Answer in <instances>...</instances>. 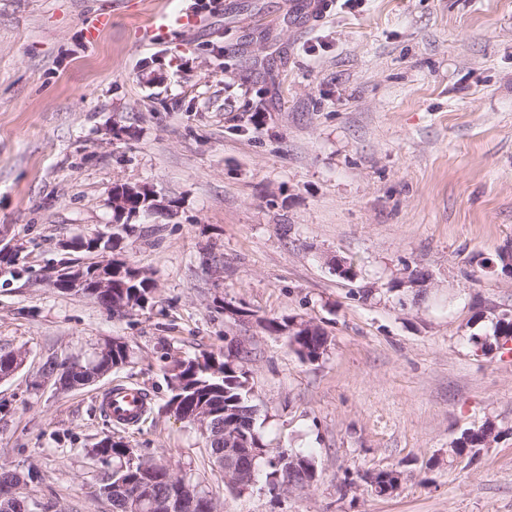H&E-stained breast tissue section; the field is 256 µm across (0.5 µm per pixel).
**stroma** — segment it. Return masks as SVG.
<instances>
[{
	"label": "stroma",
	"mask_w": 512,
	"mask_h": 512,
	"mask_svg": "<svg viewBox=\"0 0 512 512\" xmlns=\"http://www.w3.org/2000/svg\"><path fill=\"white\" fill-rule=\"evenodd\" d=\"M309 3L0 0V353L26 355L0 382V471L36 512H112L106 438L199 476L223 512H512V345H484L512 320V0ZM182 11L196 27L141 39ZM117 183L176 204L118 236L154 283L129 312L51 284L99 260L75 243L109 231ZM414 269L426 286H404ZM273 317L319 325L325 354L301 359ZM113 339L123 367L62 386ZM230 346L264 442L311 456L312 485L231 492L168 410L175 362ZM116 386L149 393L137 425L100 410Z\"/></svg>",
	"instance_id": "35a3bbf8"
}]
</instances>
